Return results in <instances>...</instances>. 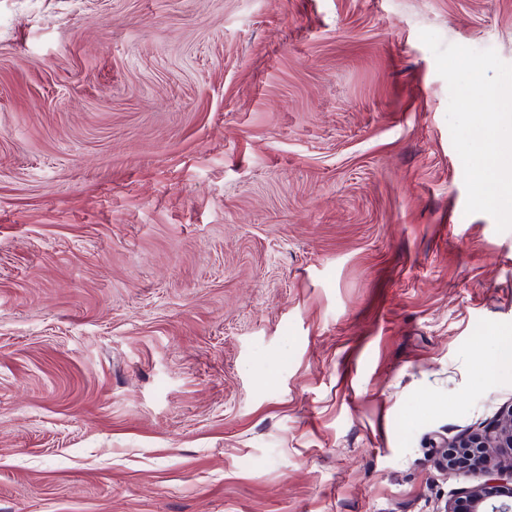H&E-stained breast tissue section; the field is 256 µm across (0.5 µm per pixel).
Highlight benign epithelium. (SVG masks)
Returning a JSON list of instances; mask_svg holds the SVG:
<instances>
[{
	"label": "benign epithelium",
	"mask_w": 512,
	"mask_h": 512,
	"mask_svg": "<svg viewBox=\"0 0 512 512\" xmlns=\"http://www.w3.org/2000/svg\"><path fill=\"white\" fill-rule=\"evenodd\" d=\"M439 462L448 469L467 468L476 483L448 505L444 512H512V480L497 461L495 449L512 448V409L503 413L481 434L444 440L435 445Z\"/></svg>",
	"instance_id": "obj_1"
}]
</instances>
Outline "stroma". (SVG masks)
Segmentation results:
<instances>
[{"mask_svg": "<svg viewBox=\"0 0 512 512\" xmlns=\"http://www.w3.org/2000/svg\"><path fill=\"white\" fill-rule=\"evenodd\" d=\"M424 30L512 63V0H0V512L474 485L434 443L512 406V230Z\"/></svg>", "mask_w": 512, "mask_h": 512, "instance_id": "35a3bbf8", "label": "stroma"}]
</instances>
